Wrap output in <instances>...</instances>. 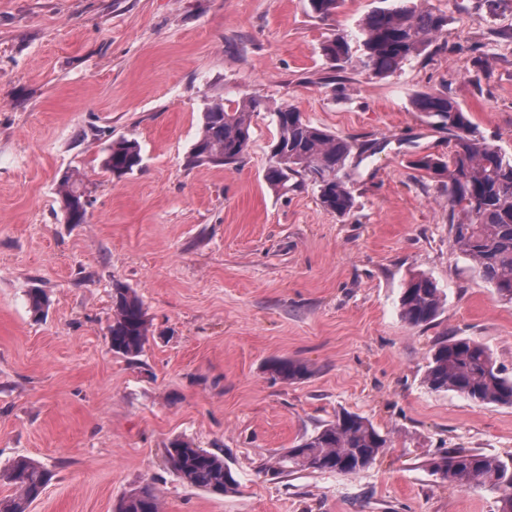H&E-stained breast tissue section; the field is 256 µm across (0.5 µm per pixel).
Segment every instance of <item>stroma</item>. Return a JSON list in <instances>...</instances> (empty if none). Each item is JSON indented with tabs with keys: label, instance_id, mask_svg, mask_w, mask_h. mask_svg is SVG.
I'll return each mask as SVG.
<instances>
[{
	"label": "stroma",
	"instance_id": "stroma-1",
	"mask_svg": "<svg viewBox=\"0 0 512 512\" xmlns=\"http://www.w3.org/2000/svg\"><path fill=\"white\" fill-rule=\"evenodd\" d=\"M448 25L425 55L380 78L322 55L355 36L377 0H0V473L28 457L53 473L29 512H112L153 484L162 512H497L483 488L450 489L424 466L443 448L512 454V408L423 382L438 336L469 337L512 374V302L476 279L448 236L442 182L414 170L448 137L412 107L445 93L512 156V0H426ZM255 96L243 162L190 164L211 103ZM369 145L346 171L355 204L324 210L315 189L264 174L271 108ZM136 140L121 179L102 149ZM80 171L89 221L68 224L58 182ZM444 290L434 325L408 326L411 275ZM150 322L143 352L112 351V288ZM43 290L49 307L30 311ZM312 373L274 379L268 361ZM391 437L356 474L265 466L341 411ZM181 438L224 457L239 483L216 496L184 483L165 450Z\"/></svg>",
	"mask_w": 512,
	"mask_h": 512
}]
</instances>
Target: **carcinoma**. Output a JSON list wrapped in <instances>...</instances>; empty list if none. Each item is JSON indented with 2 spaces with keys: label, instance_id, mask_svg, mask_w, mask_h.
Listing matches in <instances>:
<instances>
[{
  "label": "carcinoma",
  "instance_id": "carcinoma-1",
  "mask_svg": "<svg viewBox=\"0 0 512 512\" xmlns=\"http://www.w3.org/2000/svg\"><path fill=\"white\" fill-rule=\"evenodd\" d=\"M388 5L369 12L351 40L338 34L322 45V55L333 67L353 61L377 77L394 75L409 59L426 52L448 25V15L411 0H387ZM321 18L333 15L339 0H309ZM439 131L448 134L446 156L425 154L412 166L437 177H447L448 233L453 244L472 261V271L494 288L500 298L512 302V156L508 157L477 135L467 112L451 96L423 92L413 99ZM266 109L257 97L229 100L206 108L200 133L192 145L190 161L199 165L235 166L248 152L251 115ZM277 137L275 155L265 180L275 190H288L308 180L317 187L321 206L344 217L354 206L348 187L346 162L355 143L304 119L296 108L273 112ZM102 168L121 178L142 164L137 141L121 138L103 149ZM59 203L72 215L71 223H86L89 200L80 174L71 171L60 179ZM113 316L109 326L112 351L129 359L139 356L148 336L143 304L135 292L115 284ZM444 292L436 282L414 274L400 296V315L412 327H428L440 315ZM273 377L293 383L311 375L299 360L279 359L268 364ZM424 383L433 392L454 391L482 404L512 407V376L505 375L491 353L464 337H438L427 357ZM390 443L368 418L343 411L273 458L265 467L275 478L312 470L354 474L372 466ZM169 467L190 485L224 496L236 491L238 481L224 457L175 439L166 448ZM432 473L460 490L474 485L498 494V512H512V455L506 458L463 448H453L425 461ZM15 487L0 498V512H28L43 493L50 471L40 463L19 458L3 473ZM155 487L132 489L115 505L114 512H161Z\"/></svg>",
  "mask_w": 512,
  "mask_h": 512
}]
</instances>
